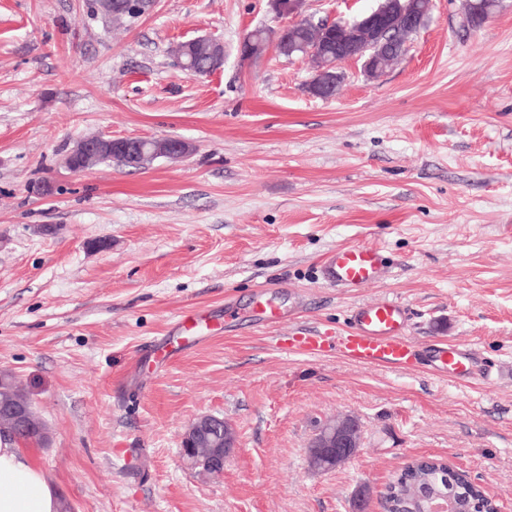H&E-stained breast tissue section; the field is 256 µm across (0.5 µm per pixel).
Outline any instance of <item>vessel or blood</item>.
Listing matches in <instances>:
<instances>
[{"instance_id": "1", "label": "vessel or blood", "mask_w": 512, "mask_h": 512, "mask_svg": "<svg viewBox=\"0 0 512 512\" xmlns=\"http://www.w3.org/2000/svg\"><path fill=\"white\" fill-rule=\"evenodd\" d=\"M390 272L380 249L352 245L327 251L320 262L323 283L340 288H365L379 284ZM404 303L385 299L356 306L350 329L344 336H299L302 348L312 354L335 346L348 361L362 365L403 367L416 359L407 335ZM436 372L448 377H473L472 353L455 345L440 348L434 355Z\"/></svg>"}]
</instances>
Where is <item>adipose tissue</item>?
<instances>
[{
  "instance_id": "1",
  "label": "adipose tissue",
  "mask_w": 512,
  "mask_h": 512,
  "mask_svg": "<svg viewBox=\"0 0 512 512\" xmlns=\"http://www.w3.org/2000/svg\"><path fill=\"white\" fill-rule=\"evenodd\" d=\"M59 491L12 434L0 433V512H60Z\"/></svg>"
}]
</instances>
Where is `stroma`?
Wrapping results in <instances>:
<instances>
[{"instance_id":"35a3bbf8","label":"stroma","mask_w":512,"mask_h":512,"mask_svg":"<svg viewBox=\"0 0 512 512\" xmlns=\"http://www.w3.org/2000/svg\"><path fill=\"white\" fill-rule=\"evenodd\" d=\"M464 4L434 0L399 64H344L320 99L305 59L241 57L244 30L285 23L268 0H155L120 26L90 0H0V368L49 423L33 456L72 512H383L419 457L512 512V0L477 28ZM198 36L224 43L203 77L171 54ZM89 134L195 150L69 170ZM361 244L386 281L319 280ZM385 298L419 351L471 347L489 380L300 352ZM203 414L237 435L218 478L180 455ZM345 414L360 448L311 471L319 422Z\"/></svg>"}]
</instances>
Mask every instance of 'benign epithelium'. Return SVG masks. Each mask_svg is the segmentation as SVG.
Returning <instances> with one entry per match:
<instances>
[{"label":"benign epithelium","mask_w":512,"mask_h":512,"mask_svg":"<svg viewBox=\"0 0 512 512\" xmlns=\"http://www.w3.org/2000/svg\"><path fill=\"white\" fill-rule=\"evenodd\" d=\"M269 5L278 16L293 19V23L277 31L267 28L263 32L269 39L282 45L288 43V33L301 27L307 31V42L303 46L304 57L313 64L312 81L322 80L329 85L342 82L341 65L346 62H359L369 77L383 74V70L373 64L377 57H390L388 67H393L403 57L388 45L387 35L394 29L417 33V20L407 8L392 0L374 7L360 18L346 20L319 19L306 14V0H269ZM152 0H94V8L105 17L114 20L130 15L132 9L146 13ZM336 40L347 54L332 63L324 62L323 48L330 40ZM205 53L214 58L224 59L223 43L208 37L198 36L190 40ZM194 152V145L182 138L161 139L92 135L79 139L65 157V165L72 171H86L94 166L118 156L127 166L142 169L157 159L179 161ZM211 423V416L203 415L191 423L182 440L181 453L192 466H202L212 475L224 471V462L237 448V438L229 424H224V446L213 448L204 458H199L191 448V439L199 430ZM24 436L31 434L37 443L45 446L52 436L48 426L42 422L26 397L0 403V431ZM361 437L358 421L351 417L327 421L322 431L312 440L308 448L309 462L314 466L334 469L349 460L360 448Z\"/></svg>","instance_id":"7a95c632"}]
</instances>
